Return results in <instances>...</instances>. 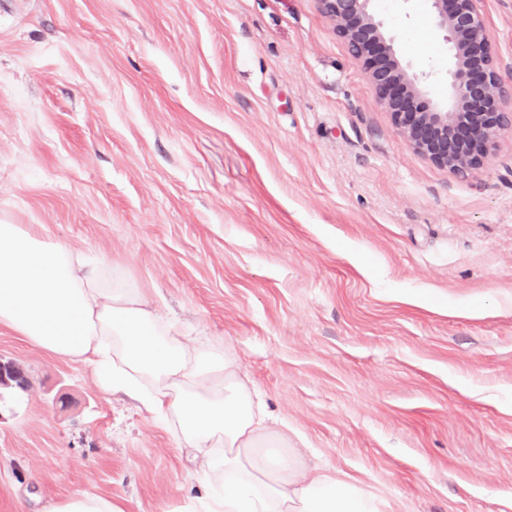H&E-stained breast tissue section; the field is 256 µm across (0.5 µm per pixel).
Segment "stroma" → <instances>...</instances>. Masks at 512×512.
<instances>
[{
    "label": "stroma",
    "mask_w": 512,
    "mask_h": 512,
    "mask_svg": "<svg viewBox=\"0 0 512 512\" xmlns=\"http://www.w3.org/2000/svg\"><path fill=\"white\" fill-rule=\"evenodd\" d=\"M512 77V0H480ZM373 9L448 68L425 0ZM0 223L122 265L234 346L311 464L394 512H512V132L462 179L417 155L318 0H0ZM0 512L202 492L89 368L0 328ZM28 377L23 369L15 362L0 359V390L16 388L26 390L28 387ZM125 502L117 496L77 493L54 501L47 512H127Z\"/></svg>",
    "instance_id": "1"
}]
</instances>
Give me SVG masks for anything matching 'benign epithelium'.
<instances>
[{
	"label": "benign epithelium",
	"instance_id": "7a95c632",
	"mask_svg": "<svg viewBox=\"0 0 512 512\" xmlns=\"http://www.w3.org/2000/svg\"><path fill=\"white\" fill-rule=\"evenodd\" d=\"M426 2L450 52L443 104L425 101L427 74L413 71L397 54L371 0H318L336 36L364 62L377 98L414 152L467 178L482 168L499 136L512 131V84L502 77L479 0ZM27 387L23 369L0 359V390Z\"/></svg>",
	"mask_w": 512,
	"mask_h": 512
}]
</instances>
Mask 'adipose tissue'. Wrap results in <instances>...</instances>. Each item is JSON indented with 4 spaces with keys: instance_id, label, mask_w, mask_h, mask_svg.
I'll use <instances>...</instances> for the list:
<instances>
[{
    "instance_id": "obj_1",
    "label": "adipose tissue",
    "mask_w": 512,
    "mask_h": 512,
    "mask_svg": "<svg viewBox=\"0 0 512 512\" xmlns=\"http://www.w3.org/2000/svg\"><path fill=\"white\" fill-rule=\"evenodd\" d=\"M0 325L88 366L186 448L207 486L200 512H391L339 471L307 466L299 433L270 425L231 345L191 341L122 267L89 258L39 224H0ZM48 512H127L124 499L77 493Z\"/></svg>"
}]
</instances>
